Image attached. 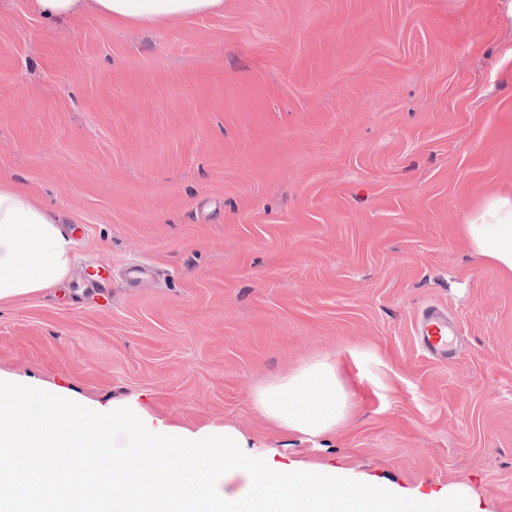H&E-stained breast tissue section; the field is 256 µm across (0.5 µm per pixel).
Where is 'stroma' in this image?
Here are the masks:
<instances>
[{
    "mask_svg": "<svg viewBox=\"0 0 512 512\" xmlns=\"http://www.w3.org/2000/svg\"><path fill=\"white\" fill-rule=\"evenodd\" d=\"M0 176L74 241L56 287L0 305V377L512 512V278L460 230L512 192L504 0H224L159 28L9 0ZM429 305L459 331L445 360L415 336ZM322 357L352 418L272 429L255 389Z\"/></svg>",
    "mask_w": 512,
    "mask_h": 512,
    "instance_id": "1",
    "label": "stroma"
}]
</instances>
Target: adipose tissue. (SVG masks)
<instances>
[{"instance_id":"1","label":"adipose tissue","mask_w":512,"mask_h":512,"mask_svg":"<svg viewBox=\"0 0 512 512\" xmlns=\"http://www.w3.org/2000/svg\"><path fill=\"white\" fill-rule=\"evenodd\" d=\"M48 24L93 12L113 25L158 26L223 11L224 0H32ZM461 232L472 253L512 278V195H487ZM73 241L58 218L24 189L0 179V304L53 287L70 263ZM255 407L276 428L310 438L335 432L354 410L351 394L326 358L307 362L258 387Z\"/></svg>"}]
</instances>
